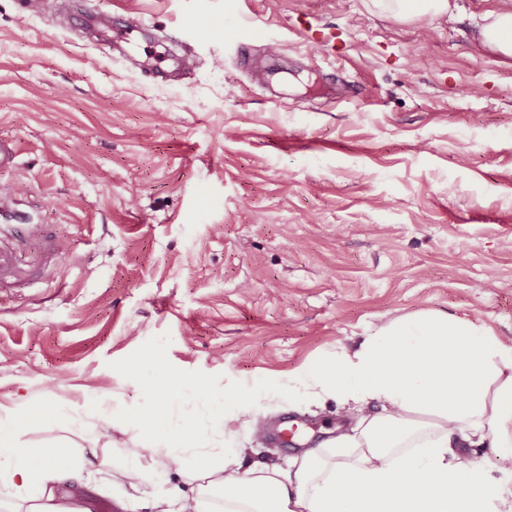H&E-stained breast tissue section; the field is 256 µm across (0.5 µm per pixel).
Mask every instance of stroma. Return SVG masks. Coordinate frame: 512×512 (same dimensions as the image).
<instances>
[{
	"instance_id": "1",
	"label": "stroma",
	"mask_w": 512,
	"mask_h": 512,
	"mask_svg": "<svg viewBox=\"0 0 512 512\" xmlns=\"http://www.w3.org/2000/svg\"><path fill=\"white\" fill-rule=\"evenodd\" d=\"M0 0V138L18 188L67 239L54 273L0 297V408L95 402L120 452L159 372L251 391L354 349L371 326L435 311L512 338V59L482 48L498 0L401 23L371 0H112L170 39L162 83L72 26L79 0ZM204 29H197L198 17ZM305 17L335 34L318 50ZM264 22L295 84L270 90ZM202 445L285 465L350 427L335 400L270 404L294 445L216 433Z\"/></svg>"
}]
</instances>
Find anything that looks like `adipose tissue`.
Listing matches in <instances>:
<instances>
[{
  "label": "adipose tissue",
  "mask_w": 512,
  "mask_h": 512,
  "mask_svg": "<svg viewBox=\"0 0 512 512\" xmlns=\"http://www.w3.org/2000/svg\"><path fill=\"white\" fill-rule=\"evenodd\" d=\"M373 3L403 21L451 9L449 0ZM480 36L484 49L512 59V6L488 11ZM187 390L172 375L151 386V405L130 416L136 446L109 473L112 483L131 488L157 470L181 476L186 490L159 495L156 512H201L207 499L224 512H512V481L493 479L464 452L487 441L512 459V340L484 322L433 311L404 315L287 382L202 394L205 418L228 434L250 424L271 398H332L354 414L336 451L309 449L284 469L246 470L241 449L199 447L195 429L174 421ZM61 413L47 401L0 416V512H91L61 488L82 454L77 443L21 444L31 426Z\"/></svg>",
  "instance_id": "ef3b65f1"
}]
</instances>
